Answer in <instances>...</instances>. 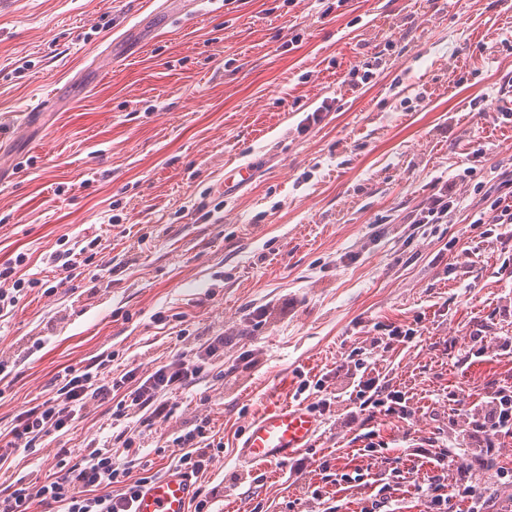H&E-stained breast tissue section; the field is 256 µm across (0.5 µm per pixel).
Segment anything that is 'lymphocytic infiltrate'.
Masks as SVG:
<instances>
[{
    "label": "lymphocytic infiltrate",
    "mask_w": 512,
    "mask_h": 512,
    "mask_svg": "<svg viewBox=\"0 0 512 512\" xmlns=\"http://www.w3.org/2000/svg\"><path fill=\"white\" fill-rule=\"evenodd\" d=\"M100 252L99 238L72 241L62 237L50 261L57 271L68 273L91 265ZM223 353L224 338L219 335L196 351H176L170 363L145 378L136 377L131 370L118 377L103 373L98 362L68 369L52 397L18 415L9 439L0 445V464L7 461L13 449L31 447L39 437L70 426L90 403L109 400L116 403L117 418L136 416L135 425L125 427L119 437L127 455H137L143 432L168 419L170 395L199 378L205 364ZM360 367L356 392L360 410L372 409L405 421L413 419L414 410L403 391L368 362H361ZM461 432L474 441L470 453L475 459L495 454L505 439L512 437V386L490 385L477 411L465 412ZM173 444L179 450L178 467L192 475L205 472L214 458L216 446L209 442L205 424L175 437ZM507 475L503 469L496 480L483 483L465 474L451 487L440 483L426 487L421 491L426 512H450L457 500L467 502V512H512V493L504 496L498 490L499 480ZM154 478L148 469L132 477L126 460L96 449L81 463L61 469L36 489L24 487L8 494L0 491V512H31L36 502L46 506L61 503L66 505V512H132L135 496ZM117 484L123 485L124 491L115 495L111 488Z\"/></svg>",
    "instance_id": "obj_1"
}]
</instances>
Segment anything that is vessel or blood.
Returning a JSON list of instances; mask_svg holds the SVG:
<instances>
[{
	"instance_id": "obj_1",
	"label": "vessel or blood",
	"mask_w": 512,
	"mask_h": 512,
	"mask_svg": "<svg viewBox=\"0 0 512 512\" xmlns=\"http://www.w3.org/2000/svg\"><path fill=\"white\" fill-rule=\"evenodd\" d=\"M253 170L249 165L225 169L224 190L233 192L249 184ZM317 416L305 405L274 401L258 414L237 450L239 460L247 465L284 463L311 446L319 431ZM196 484L184 470L169 467L148 483L133 503V512H189Z\"/></svg>"
}]
</instances>
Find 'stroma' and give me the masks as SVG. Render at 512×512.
Here are the masks:
<instances>
[{
  "label": "stroma",
  "instance_id": "obj_1",
  "mask_svg": "<svg viewBox=\"0 0 512 512\" xmlns=\"http://www.w3.org/2000/svg\"><path fill=\"white\" fill-rule=\"evenodd\" d=\"M155 6L0 4V263L25 255L18 274L43 281L0 318V434L68 367L108 358L143 378L220 334L132 474L172 464V439L204 420L224 444L196 479L213 512H361L378 494L419 512L433 469L407 446L446 445L489 383H512V357L475 341L512 336V251L469 227L494 216L479 186L512 192V0H202L193 21ZM62 83L61 103L29 112ZM246 162L253 182L221 192ZM446 183L447 223L412 224ZM63 236L100 237L107 269L58 283L46 260ZM391 324L420 330L375 356L415 416L351 419L346 372ZM301 372L341 393L302 452L318 501L288 465L236 462ZM115 410L15 452L0 490L43 482L62 445L73 463L93 444L122 455Z\"/></svg>",
  "mask_w": 512,
  "mask_h": 512
}]
</instances>
